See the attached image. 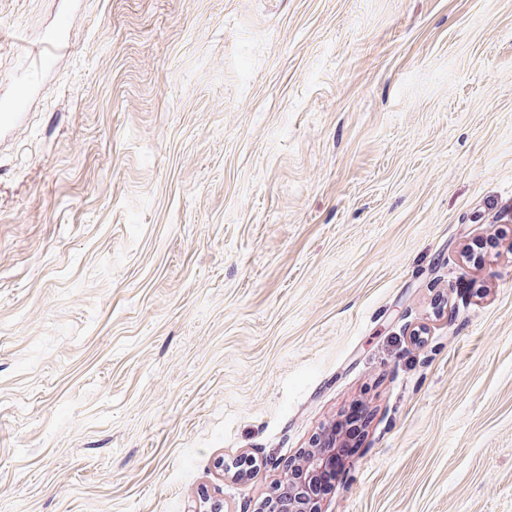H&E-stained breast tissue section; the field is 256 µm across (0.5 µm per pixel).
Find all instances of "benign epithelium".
Returning <instances> with one entry per match:
<instances>
[{"mask_svg": "<svg viewBox=\"0 0 512 512\" xmlns=\"http://www.w3.org/2000/svg\"><path fill=\"white\" fill-rule=\"evenodd\" d=\"M340 447L342 444L337 442L336 426L326 428L315 449L299 466L300 476H295L290 470L281 475L269 512H278L274 502L280 499L288 500V512H321L316 499L311 497V489L328 472L336 469Z\"/></svg>", "mask_w": 512, "mask_h": 512, "instance_id": "benign-epithelium-1", "label": "benign epithelium"}]
</instances>
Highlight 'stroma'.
Instances as JSON below:
<instances>
[{"label":"stroma","instance_id":"obj_1","mask_svg":"<svg viewBox=\"0 0 512 512\" xmlns=\"http://www.w3.org/2000/svg\"><path fill=\"white\" fill-rule=\"evenodd\" d=\"M356 401L322 512H512V0H0V512H262Z\"/></svg>","mask_w":512,"mask_h":512}]
</instances>
